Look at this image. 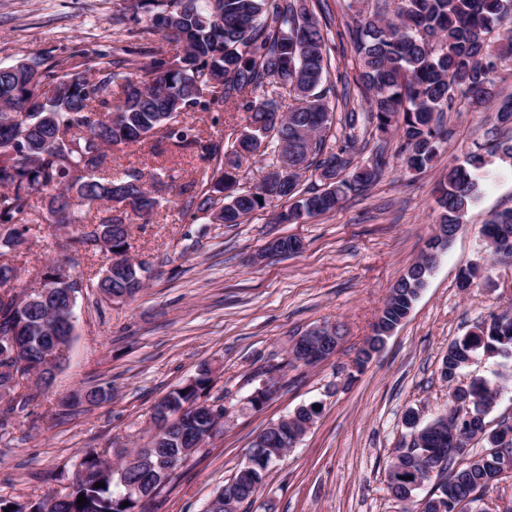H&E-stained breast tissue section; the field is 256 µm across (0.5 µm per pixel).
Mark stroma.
<instances>
[{
    "instance_id": "stroma-1",
    "label": "stroma",
    "mask_w": 512,
    "mask_h": 512,
    "mask_svg": "<svg viewBox=\"0 0 512 512\" xmlns=\"http://www.w3.org/2000/svg\"><path fill=\"white\" fill-rule=\"evenodd\" d=\"M131 0H0V64L118 49L129 69L148 63L159 38L136 37ZM331 69L329 105L350 91L349 107L363 110L359 61L347 25L352 10L375 0H322ZM447 112L448 139L431 167L407 169L399 135L385 137L387 165L364 196L298 224H279L276 208L242 224H211L186 205V189L214 161L151 138L112 148L113 173L161 175L160 201L148 220H135L129 253L142 266L144 288L133 300L101 301L82 288L75 335L47 402L19 414L0 432V498L38 499L64 493L72 460L85 448L143 443L153 404L192 379L201 364L215 373L208 399L227 415L206 447L195 452L146 504L147 512H204L215 491L245 461L255 437L299 406L321 413L301 441L272 468L252 503L240 512H401L385 472L411 431L406 411L421 423L446 413L448 385L440 366L449 345L491 315L512 312V267L492 266L488 279L461 292L458 275L489 259L480 229L495 211L512 208V172L500 171L467 213L450 247L431 271L407 318L363 369L354 359L370 336L392 286L419 259L439 222L437 184L449 166L483 151L499 126L495 108L466 111L463 92ZM183 121L205 142L227 144L246 124L230 106L187 112ZM292 236L303 244L289 256L263 257L266 244ZM56 234L20 249L17 287L33 278L35 261L58 255ZM339 323L345 335L335 355L305 366L288 361L306 330ZM282 387L263 407L246 399L271 366ZM108 383L111 400L68 413L59 399Z\"/></svg>"
}]
</instances>
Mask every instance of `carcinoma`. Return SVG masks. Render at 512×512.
Listing matches in <instances>:
<instances>
[{
  "instance_id": "1",
  "label": "carcinoma",
  "mask_w": 512,
  "mask_h": 512,
  "mask_svg": "<svg viewBox=\"0 0 512 512\" xmlns=\"http://www.w3.org/2000/svg\"><path fill=\"white\" fill-rule=\"evenodd\" d=\"M133 0L134 15L143 17L141 37L159 35L170 52L156 48L147 66L126 71L115 53L98 52L76 62L73 58H48L37 63L38 70L19 60L0 65V258L15 250L20 237H29L50 221L51 213L36 203L38 196L51 197L66 212L74 226L67 243L69 264L78 262L97 241L95 223L85 221V212L102 201L132 200V210L153 211L154 197H135L136 181L155 175L130 171L112 175L101 167L99 145H137L154 134L182 149H198L203 158L224 156L219 167L207 177L206 189L189 197V205L207 215L215 224H241L251 214L287 199L282 220L297 224L306 217L334 211L348 196H359L381 177L387 165L383 148H378L372 165L356 166L352 157L354 135L345 136L337 150L328 148L320 135L308 139L305 133L317 126L320 113L330 111L327 78L330 59L319 19L310 12L307 0ZM181 12L182 36L160 27L161 19ZM349 33L359 60V80L367 94L366 113L350 110L344 114V128L355 130L358 123L385 135L394 129L400 137V154L407 168L422 171L436 158L444 142L440 115L455 106V90L465 92V105L479 112L496 105L498 120L509 122L512 99L497 102L494 73L512 68V0H384L378 11L354 15ZM296 87L288 117L280 114L273 101L257 102L251 95L267 86ZM212 92L203 103L204 91ZM235 104L247 112V126L253 137L232 138L227 146L202 143L193 129L180 123L179 116L198 107L208 110L213 103ZM121 113L107 124L104 117ZM286 123L301 131L303 149L288 143V152H297L298 170L288 174L281 193L273 198L259 193L239 195L237 170L242 160L260 147L257 139L268 141L278 152L279 138L271 134L276 124ZM491 155L512 166V137L489 149ZM314 171L320 179L338 173L336 180L305 191L299 189L304 173ZM487 161L473 154L464 163L448 168L438 188L440 224L455 231L462 217L477 201ZM78 193L72 194L74 183ZM101 224H119L112 234L113 248L128 245L129 228L118 217L99 219ZM482 234L496 242L512 234V209L494 213L482 226ZM486 268L473 263L460 272L459 280L474 286ZM429 270L423 261L414 264L390 289L382 310V325L396 328L408 315ZM35 276L50 286L49 295L62 297L65 289L79 291L82 282L54 280L51 266L35 270ZM99 295L133 298L140 290L125 277L92 281ZM18 293L0 282V344L12 327L25 322L17 338L29 345L35 359L51 347L44 326L46 310L21 308ZM488 357L512 354V317L496 315L475 326V330L448 347L442 373L457 374L477 353ZM34 370L15 369V400L0 404V428L15 415L39 405L45 395L42 383L29 388ZM512 373L495 380L476 378L464 391L470 401L489 407ZM212 382L210 367L202 366L195 377L159 399L151 420L160 429L162 415H172L183 405L196 406L194 416L161 435L157 447L122 449V474L105 477L101 470L109 461L108 451L86 448L79 456V468L63 495L27 500L23 503L0 500V512H140L137 496L129 486L160 489L168 480L164 465L182 456L183 447L207 433L216 418L205 406ZM91 403L112 398V387L92 386L78 390ZM449 414L427 424L421 446L413 454L396 455L397 469H387L386 483L397 501L411 503L417 496L416 482L433 474L450 472L431 494L429 512H475L482 497L496 488L501 452L471 453L470 443L483 431L485 421L475 417L459 421L453 400ZM269 465L257 456L252 476L244 484L231 480L224 484L240 506L251 501L265 484ZM101 486H95V483ZM86 502L77 505L79 496ZM128 506H122V503Z\"/></svg>"
}]
</instances>
